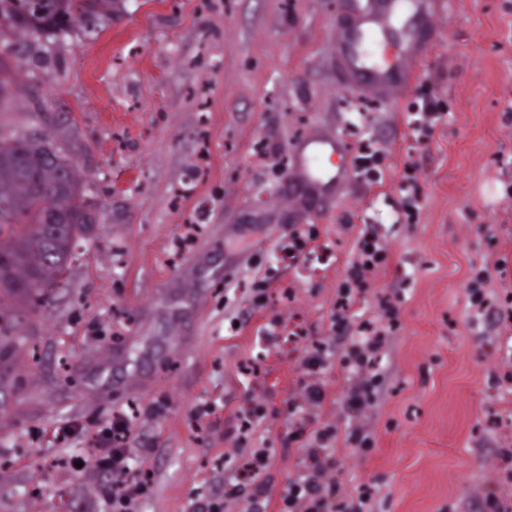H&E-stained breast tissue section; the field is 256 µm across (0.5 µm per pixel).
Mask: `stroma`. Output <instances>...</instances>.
<instances>
[{
    "label": "stroma",
    "instance_id": "obj_1",
    "mask_svg": "<svg viewBox=\"0 0 512 512\" xmlns=\"http://www.w3.org/2000/svg\"><path fill=\"white\" fill-rule=\"evenodd\" d=\"M347 0H122L94 30L33 37L23 90L0 124L54 132L90 182L97 221L47 305L20 304L28 337L0 371V512H102V477L71 467L112 413L132 414L129 446L150 490L142 512H190L236 477L235 436L250 403L268 469L229 512H278L309 451L292 441L302 354L331 335L338 287L362 230L389 252L353 325L400 324L380 351L376 402L346 414L332 362L306 430L335 424L345 491L367 512H512V322L470 309L484 271L512 292V0H450L419 28L421 65L397 103L347 82L336 58ZM430 89L444 115L419 140L411 114ZM342 135L348 165L381 149L374 180L341 197L287 185L292 150ZM414 174H407V167ZM413 176L422 205L401 221ZM187 224L200 231L186 248ZM310 226L311 274L281 263ZM268 301L250 302L256 280ZM298 336L270 349L267 324ZM371 432L359 454L348 426Z\"/></svg>",
    "mask_w": 512,
    "mask_h": 512
}]
</instances>
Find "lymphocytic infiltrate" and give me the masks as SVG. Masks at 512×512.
Here are the masks:
<instances>
[{
  "label": "lymphocytic infiltrate",
  "mask_w": 512,
  "mask_h": 512,
  "mask_svg": "<svg viewBox=\"0 0 512 512\" xmlns=\"http://www.w3.org/2000/svg\"><path fill=\"white\" fill-rule=\"evenodd\" d=\"M388 251L372 232H364L357 243L354 262L341 283L332 329L344 333L349 323V305L353 298L368 288L376 271L384 266ZM381 316L383 328L368 329L366 335L358 337L344 353H337L334 345L320 342L305 349L301 360L300 397L295 408L318 405L323 398V376L333 357H340L346 369L356 377L348 405L361 411L368 408L373 400L375 359L385 342V336L398 323L399 312L395 305H384ZM264 416L262 404H254L242 416L239 425L238 442L244 446L242 456L245 468L252 476L263 474L270 463V451L253 447V428ZM133 419L126 412L118 410L112 414L110 427L104 429L105 437L112 441L108 448H90L82 457L84 468L107 475L103 499L109 512H138L142 498L149 491V481L133 472L127 444L132 433ZM340 491L336 478V462L328 460L313 474L300 475L289 481L279 498V512H336L334 499Z\"/></svg>",
  "instance_id": "lymphocytic-infiltrate-1"
}]
</instances>
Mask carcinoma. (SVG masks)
<instances>
[{"label": "carcinoma", "mask_w": 512, "mask_h": 512, "mask_svg": "<svg viewBox=\"0 0 512 512\" xmlns=\"http://www.w3.org/2000/svg\"><path fill=\"white\" fill-rule=\"evenodd\" d=\"M119 0H0V21L8 22L19 59L29 37L49 30L62 33L77 26L84 28L100 19H111ZM21 86L8 73L0 57V112L7 110ZM52 146L43 132L29 141H13L0 136V201L7 203L0 212V261H9L7 275L17 284L0 292V318L3 307L14 302L34 300L50 303L59 281L72 262L75 241L85 228L97 221L88 212L89 182L74 163L56 166L32 165V160ZM51 190L37 196L38 187ZM52 206L63 213L62 224L38 223L37 211Z\"/></svg>", "instance_id": "obj_1"}]
</instances>
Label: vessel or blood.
Instances as JSON below:
<instances>
[{"label": "vessel or blood", "mask_w": 512, "mask_h": 512, "mask_svg": "<svg viewBox=\"0 0 512 512\" xmlns=\"http://www.w3.org/2000/svg\"><path fill=\"white\" fill-rule=\"evenodd\" d=\"M417 0H354L367 21L354 30L340 29L336 39L337 52L346 55L355 75L365 87L402 94L405 75L415 72L420 52L413 37H405L406 48L395 59L378 56L375 48L386 32L396 24L409 22ZM344 140L330 134L308 136L299 154L294 175L311 189H328L350 175L340 159L347 155Z\"/></svg>", "instance_id": "vessel-or-blood-1"}]
</instances>
